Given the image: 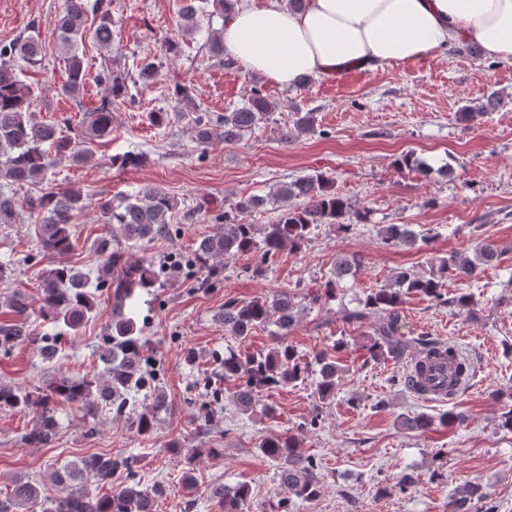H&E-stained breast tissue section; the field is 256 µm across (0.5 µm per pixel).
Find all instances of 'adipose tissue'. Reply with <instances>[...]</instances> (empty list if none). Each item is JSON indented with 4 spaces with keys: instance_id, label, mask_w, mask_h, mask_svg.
Segmentation results:
<instances>
[{
    "instance_id": "1",
    "label": "adipose tissue",
    "mask_w": 512,
    "mask_h": 512,
    "mask_svg": "<svg viewBox=\"0 0 512 512\" xmlns=\"http://www.w3.org/2000/svg\"><path fill=\"white\" fill-rule=\"evenodd\" d=\"M224 47L249 73L288 87L349 63L371 70L478 44L512 59V0H306L295 10L261 0L224 20Z\"/></svg>"
}]
</instances>
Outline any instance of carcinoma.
Returning <instances> with one entry per match:
<instances>
[{"label": "carcinoma", "mask_w": 512, "mask_h": 512, "mask_svg": "<svg viewBox=\"0 0 512 512\" xmlns=\"http://www.w3.org/2000/svg\"><path fill=\"white\" fill-rule=\"evenodd\" d=\"M238 0H189L181 6L179 15L182 30L191 32L198 26V17H211L229 13ZM112 2L110 0H66L64 10L55 21V39L64 54L67 79L59 94L75 97L86 83V68L77 54L79 43L86 37L107 48L112 43ZM94 22H89V19ZM43 54V43L35 36L17 37L7 44H0V224H15L20 219V205L29 210L30 218L38 226L42 249L50 254L64 256L74 249L71 217L83 205L81 190L45 188L49 171L62 163L84 164L96 156L101 141L112 134L114 104L129 94V84H149L158 68L155 59L145 56L136 63L137 77L112 71L102 66L95 76L96 83L106 86L110 95L100 99L86 117L85 127L75 138L58 132V124L37 122L32 118L33 94L19 77L18 63L37 66ZM175 105L170 110L151 113L152 122L169 126L186 117L182 108L192 104L193 91L186 85H176ZM274 104L258 92L247 103L221 116L209 113L194 117L195 142L202 150L216 142H234L267 120ZM313 112L294 113L293 125L285 129L282 137L290 141L314 129ZM148 162L144 153H124L112 157V163L121 167L137 168ZM36 188L23 202L15 198L14 190ZM277 206L278 216L271 224L257 225L248 221L251 214L267 203ZM178 201L159 187L147 186L123 203L115 205L112 199L99 202L101 223L112 226V239L95 240V251L103 257V265L96 281L89 274L61 262L43 276L41 305L37 316L44 321L61 323L75 332L89 320L96 308L95 291L112 290L113 309L119 319L108 327L105 347L99 353L102 373L76 380L67 374L51 376L44 387L32 390L0 384V408L28 410L36 416L35 424L25 439L32 445L46 446L57 439L58 421L51 407L54 397L75 406L83 416L96 419L101 405L110 407L119 415H127L141 435L149 436L155 428L156 417L168 409L166 395L159 386L160 369L147 355L148 342L139 335L134 317L123 313L132 305L135 290L152 288L161 277L152 258L144 256L136 262L124 259V252L117 247L120 240L137 243L156 238L172 239L180 225L171 223ZM219 227L197 241L186 257H177L173 266L182 265L196 275L195 283L201 288L210 286L224 272V262L255 250L262 251L261 264L255 272L263 271V264L274 258L284 246L298 250L312 230L320 224H339L366 221L365 212L356 208L346 197L336 192L335 182L319 172L297 177L277 185L265 197L250 196L238 200L230 210L216 217ZM385 243L394 246H416L426 237L406 224H389L382 230ZM503 249L494 240L484 239L476 247L475 257L469 259L455 252L440 259L438 269L425 275L412 269L396 272L390 281L376 288H369L359 305L350 310L346 321L361 327L374 314L376 320L369 330L362 332L366 339L364 348L368 356L365 363L400 360L412 348H419L429 355L446 358L456 365V375L471 372L473 362L455 347L422 333L413 338L401 334L400 321L405 298L420 296L437 305H454L466 309L472 305V295L461 291L454 297L447 296L444 278L454 272L459 279L469 281L486 265L497 261ZM360 268L359 260L340 257L326 281V296H336L337 288L349 278H355ZM7 305L20 318L12 324L0 325V347L10 348L23 342L38 343L42 360L53 361L62 352L56 336H35L29 329V302L20 292L13 293ZM225 331L245 340L256 329L272 324L275 336L280 338L276 347L264 353L231 351L219 361L221 376L226 383L234 384L233 398L245 411L255 403L258 394L295 384L309 377L310 364L301 361L293 346L282 338L297 323V295L286 289L270 296L250 301L229 299L224 302L222 313ZM346 345L342 338L332 349L315 356L316 392L319 400L328 401L336 394L340 375L344 372L335 353ZM148 389L154 395L152 405L139 413L128 409L127 395L132 391ZM433 420L417 414L406 417L402 426L407 430L425 431ZM259 451L279 463L280 489L283 497L274 506L275 512H288V496L303 500L314 499L319 486L312 470L314 459L298 451L294 438L269 435L261 440ZM126 472L129 483L110 494L91 492L88 484H112V476ZM135 460L129 456L95 454L78 462L47 467L46 479L32 481L18 477L11 492L0 498V512H156L158 499L168 492L167 486L155 482L148 487L136 482ZM60 488L56 494L47 492V485ZM224 512H243L248 489L241 485L233 489L216 491ZM453 512H495L491 494L471 481L459 483L453 490Z\"/></svg>", "instance_id": "carcinoma-1"}]
</instances>
